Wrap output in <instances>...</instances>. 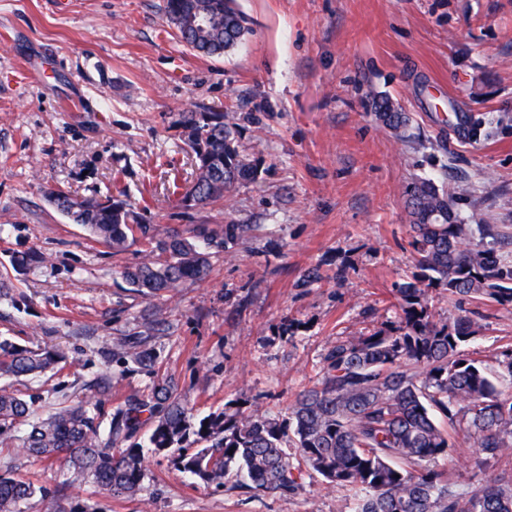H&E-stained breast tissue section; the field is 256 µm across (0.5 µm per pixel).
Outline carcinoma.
<instances>
[{"label":"carcinoma","mask_w":512,"mask_h":512,"mask_svg":"<svg viewBox=\"0 0 512 512\" xmlns=\"http://www.w3.org/2000/svg\"><path fill=\"white\" fill-rule=\"evenodd\" d=\"M164 13L181 42L205 55L223 53L250 31L235 0H165ZM375 117L397 141H409V117L388 99L375 102ZM180 124L194 157L182 198L194 206L226 204L237 185L257 178L261 160L240 153L236 113L189 111ZM405 196L415 271L397 288L398 320L336 340L321 386L300 393L287 417L233 400L222 412L195 418L175 379L160 374L147 337L126 336L113 345L112 358L156 381L146 397L115 410L108 431L87 400L35 418L31 402L8 385L0 387V447L41 460L65 452L69 483L92 482L115 499H132L144 491L143 455L134 446L116 457L112 445L146 427L153 452L175 470L217 486L232 475L234 487L252 496L274 492L286 500L315 473L350 492V512H512V467L469 491L437 465L459 435L487 459L512 454V395L502 389L512 381V351L499 370L487 368L461 350L475 333L473 320L439 323L429 306L434 292L512 305V261L486 241L495 238L491 225H479L482 238L470 240L472 225L460 221L444 186L418 180ZM53 204L116 253L153 240L150 225L123 199L79 201L60 191ZM248 230H174L121 275L144 298H158L205 277L211 259L231 253ZM72 364L61 348L0 340V374L36 377ZM23 423L28 429L19 434ZM34 494L31 480L0 474V512H21Z\"/></svg>","instance_id":"1"}]
</instances>
